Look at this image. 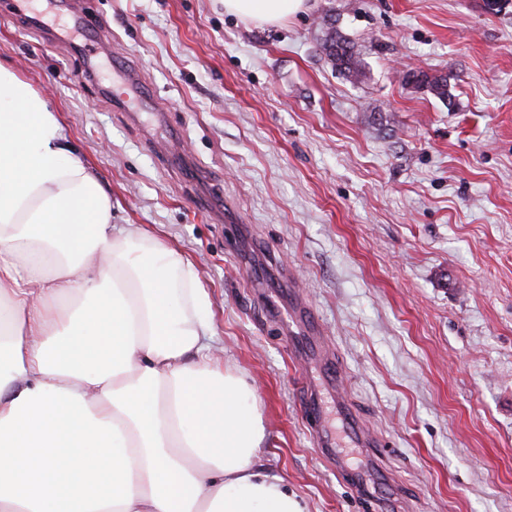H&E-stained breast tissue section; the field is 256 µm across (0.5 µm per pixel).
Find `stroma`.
Listing matches in <instances>:
<instances>
[{
  "mask_svg": "<svg viewBox=\"0 0 512 512\" xmlns=\"http://www.w3.org/2000/svg\"><path fill=\"white\" fill-rule=\"evenodd\" d=\"M0 0V64L44 93L136 224L195 265L226 367L261 401L263 463L305 512H512V0H310L259 27L223 0H82L98 54ZM363 54L351 84L321 43ZM149 97H121L119 67ZM448 77V99L403 79ZM320 326L342 379L308 431L280 320ZM344 395L379 442L343 432ZM304 416L316 439L317 446L320 448L321 453L328 460L334 462L335 458L333 448H329L332 447L333 443L325 426L322 403L318 395L313 392V390L310 392V396L304 406Z\"/></svg>",
  "mask_w": 512,
  "mask_h": 512,
  "instance_id": "stroma-1",
  "label": "stroma"
}]
</instances>
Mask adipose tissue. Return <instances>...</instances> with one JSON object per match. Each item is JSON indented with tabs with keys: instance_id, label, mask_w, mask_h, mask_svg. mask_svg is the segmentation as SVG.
<instances>
[{
	"instance_id": "obj_1",
	"label": "adipose tissue",
	"mask_w": 512,
	"mask_h": 512,
	"mask_svg": "<svg viewBox=\"0 0 512 512\" xmlns=\"http://www.w3.org/2000/svg\"><path fill=\"white\" fill-rule=\"evenodd\" d=\"M308 0H224L273 25ZM211 301L0 64V512H304L257 458L260 400Z\"/></svg>"
}]
</instances>
